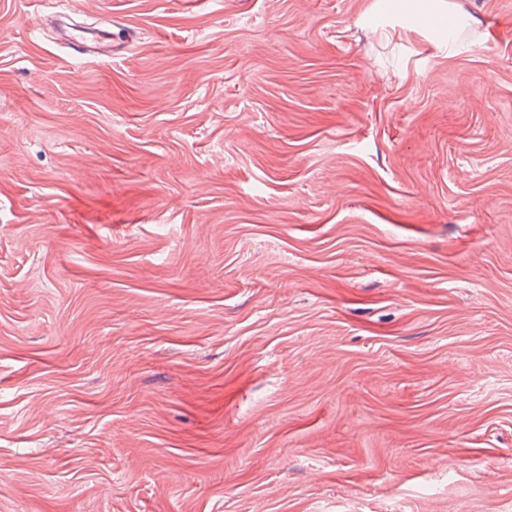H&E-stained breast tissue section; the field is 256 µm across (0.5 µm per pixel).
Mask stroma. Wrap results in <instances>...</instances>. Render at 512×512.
Instances as JSON below:
<instances>
[{"label":"stroma","mask_w":512,"mask_h":512,"mask_svg":"<svg viewBox=\"0 0 512 512\" xmlns=\"http://www.w3.org/2000/svg\"><path fill=\"white\" fill-rule=\"evenodd\" d=\"M0 0V512H512V0Z\"/></svg>","instance_id":"35a3bbf8"}]
</instances>
